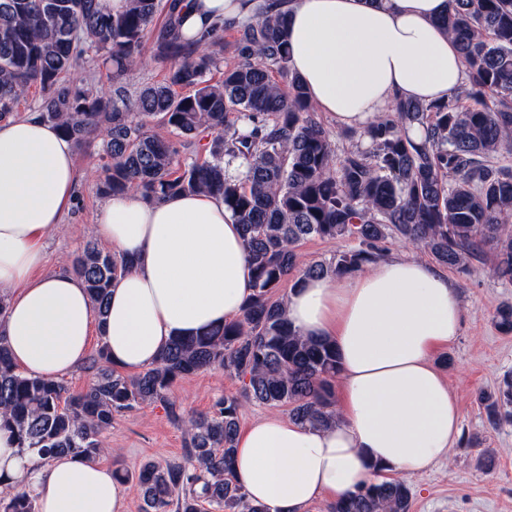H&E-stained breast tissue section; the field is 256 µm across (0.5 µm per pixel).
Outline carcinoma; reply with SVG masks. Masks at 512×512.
Instances as JSON below:
<instances>
[{"instance_id":"cac0c4a2","label":"carcinoma","mask_w":512,"mask_h":512,"mask_svg":"<svg viewBox=\"0 0 512 512\" xmlns=\"http://www.w3.org/2000/svg\"><path fill=\"white\" fill-rule=\"evenodd\" d=\"M284 5L261 0L253 17L216 24L195 40L182 34L181 0H127L118 15L103 13L98 0H0V119L14 116L36 84L44 93L40 116L75 148L101 138L100 194L217 193L244 233L254 292L242 315L172 341L141 374L112 369L102 344L91 383L72 393L60 379L17 371L0 340V428L11 429L40 467L63 455L95 459L115 415L137 406L158 403L184 428L183 461L140 467L142 512H201L205 504L266 512L233 470L248 402L286 406L290 418L312 426L336 424L335 349L300 336L284 301L273 299L296 269L301 242H355L304 276L354 272L400 240L450 269L490 257L493 274L512 283V0H450L441 25L460 46L462 90L444 102L397 103L371 127L346 133L355 144L340 155L290 69ZM228 30L236 32L240 60L212 84L208 74L220 60L209 48ZM149 39L168 73L135 99L121 89L100 95L73 80L77 60L90 50L118 75L145 65ZM151 122L178 138L204 140L207 158L181 155L176 142L149 130ZM415 126L424 139L409 135ZM127 267L91 242L72 259L97 323ZM211 367L237 378L239 394L216 400L205 414L178 413L169 396L175 381ZM481 400L492 427L511 423L512 373ZM0 486V512H37L27 492L12 491L2 477ZM411 498L405 481L385 479L330 504L329 512H410Z\"/></svg>"}]
</instances>
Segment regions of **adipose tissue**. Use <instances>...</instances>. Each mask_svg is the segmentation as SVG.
<instances>
[{
	"mask_svg": "<svg viewBox=\"0 0 512 512\" xmlns=\"http://www.w3.org/2000/svg\"><path fill=\"white\" fill-rule=\"evenodd\" d=\"M253 9L252 0H185L182 31L197 39ZM447 11L448 0H291L290 66L320 111L364 130L399 101H445L460 88V50L438 25ZM81 178L73 143L39 113L0 122V338L17 370L74 373L98 333L111 366L140 372L173 339L240 316L253 272L223 197L130 191L108 196L92 226L131 261L98 325L76 274L40 270L44 242L71 211ZM286 310L301 335L336 350L339 420L324 428L270 414L240 434L234 468L252 501L268 512H304L383 473L430 468L458 445L460 411L431 361L463 322L446 271L387 256L342 276L305 278L288 292ZM0 475L18 481L38 512H121L131 492L90 461L36 467L5 428Z\"/></svg>",
	"mask_w": 512,
	"mask_h": 512,
	"instance_id": "1",
	"label": "adipose tissue"
}]
</instances>
